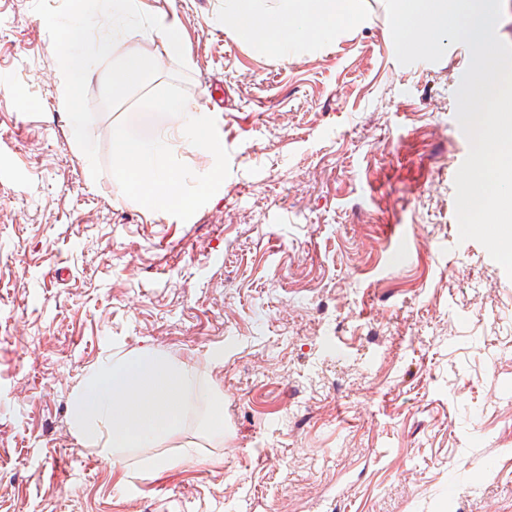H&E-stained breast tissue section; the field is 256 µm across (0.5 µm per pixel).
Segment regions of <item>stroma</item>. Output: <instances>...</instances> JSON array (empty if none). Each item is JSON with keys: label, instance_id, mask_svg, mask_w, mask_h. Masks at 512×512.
<instances>
[{"label": "stroma", "instance_id": "1", "mask_svg": "<svg viewBox=\"0 0 512 512\" xmlns=\"http://www.w3.org/2000/svg\"><path fill=\"white\" fill-rule=\"evenodd\" d=\"M140 8L178 17L184 62L147 31L114 57L153 58V89L183 73L229 153L186 221L122 194L113 132L139 108H103L102 64L92 177L44 20L0 0V512H512V278L455 216L467 47L400 64L385 0L286 57L240 41L224 0ZM182 123L163 118L169 147L210 171ZM146 346L203 403L162 446L103 458L72 395Z\"/></svg>", "mask_w": 512, "mask_h": 512}]
</instances>
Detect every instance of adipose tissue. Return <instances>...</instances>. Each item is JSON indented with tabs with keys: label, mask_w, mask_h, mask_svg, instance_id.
Returning <instances> with one entry per match:
<instances>
[{
	"label": "adipose tissue",
	"mask_w": 512,
	"mask_h": 512,
	"mask_svg": "<svg viewBox=\"0 0 512 512\" xmlns=\"http://www.w3.org/2000/svg\"><path fill=\"white\" fill-rule=\"evenodd\" d=\"M224 12L238 37L256 52L288 55L292 19L305 30L325 35L353 29L364 21L363 0H224ZM192 404L187 370L151 348L104 358L72 396L71 426L83 443L110 457L124 448H149L179 432Z\"/></svg>",
	"instance_id": "obj_1"
}]
</instances>
